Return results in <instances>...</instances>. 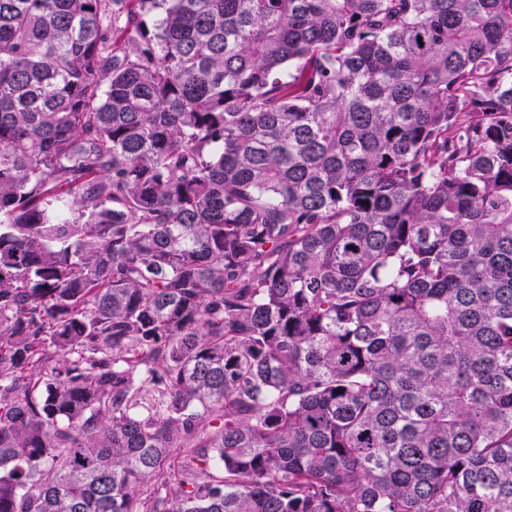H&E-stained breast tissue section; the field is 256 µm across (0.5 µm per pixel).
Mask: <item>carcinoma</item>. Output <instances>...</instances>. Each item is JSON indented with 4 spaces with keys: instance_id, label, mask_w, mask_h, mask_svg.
I'll list each match as a JSON object with an SVG mask.
<instances>
[{
    "instance_id": "cac0c4a2",
    "label": "carcinoma",
    "mask_w": 512,
    "mask_h": 512,
    "mask_svg": "<svg viewBox=\"0 0 512 512\" xmlns=\"http://www.w3.org/2000/svg\"><path fill=\"white\" fill-rule=\"evenodd\" d=\"M0 512H512V0H0Z\"/></svg>"
}]
</instances>
